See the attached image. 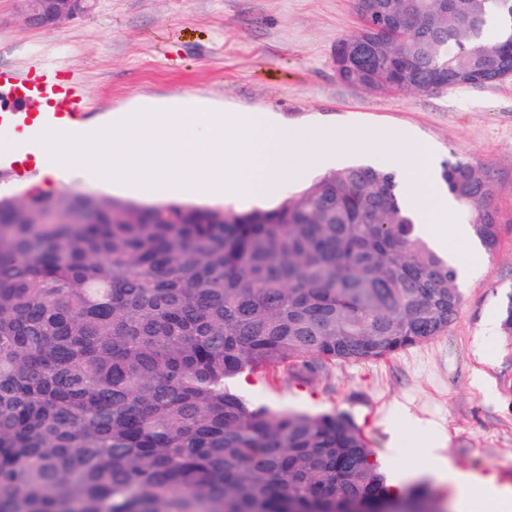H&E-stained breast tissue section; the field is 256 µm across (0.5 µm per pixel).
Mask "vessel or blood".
<instances>
[{
  "instance_id": "vessel-or-blood-1",
  "label": "vessel or blood",
  "mask_w": 512,
  "mask_h": 512,
  "mask_svg": "<svg viewBox=\"0 0 512 512\" xmlns=\"http://www.w3.org/2000/svg\"><path fill=\"white\" fill-rule=\"evenodd\" d=\"M85 93L78 80L58 68L31 63L26 71L0 65V124L49 127L67 120L72 128H83Z\"/></svg>"
}]
</instances>
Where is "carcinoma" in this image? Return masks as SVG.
I'll return each mask as SVG.
<instances>
[{
    "mask_svg": "<svg viewBox=\"0 0 512 512\" xmlns=\"http://www.w3.org/2000/svg\"><path fill=\"white\" fill-rule=\"evenodd\" d=\"M355 0L344 83L454 90L512 78V0ZM439 178L488 253L487 168ZM455 268L394 174L352 164L272 209L0 196V512H429L395 496L341 413L253 408L231 380L307 382L442 336ZM512 336V293L500 305Z\"/></svg>",
    "mask_w": 512,
    "mask_h": 512,
    "instance_id": "carcinoma-1",
    "label": "carcinoma"
}]
</instances>
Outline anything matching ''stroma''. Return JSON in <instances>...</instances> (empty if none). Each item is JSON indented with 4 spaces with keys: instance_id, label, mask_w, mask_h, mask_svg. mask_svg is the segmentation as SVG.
Wrapping results in <instances>:
<instances>
[{
    "instance_id": "1",
    "label": "stroma",
    "mask_w": 512,
    "mask_h": 512,
    "mask_svg": "<svg viewBox=\"0 0 512 512\" xmlns=\"http://www.w3.org/2000/svg\"><path fill=\"white\" fill-rule=\"evenodd\" d=\"M359 28L355 0H93L45 30L0 0V64L31 58L82 83L88 119L142 101L194 96L228 112H268L293 128L344 139L381 132L371 157L412 156L489 169L495 203L512 213V78L483 88L373 93L339 81L333 50ZM512 288V223L461 288L447 334L368 363H339L307 383L282 375L235 379L255 407L352 416L387 478L415 477L426 456L512 489V338L497 323Z\"/></svg>"
}]
</instances>
